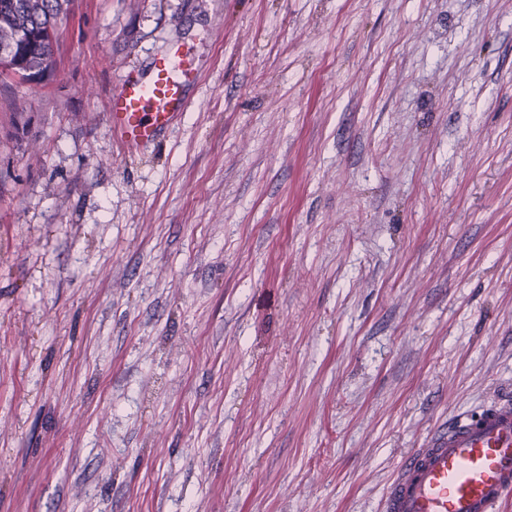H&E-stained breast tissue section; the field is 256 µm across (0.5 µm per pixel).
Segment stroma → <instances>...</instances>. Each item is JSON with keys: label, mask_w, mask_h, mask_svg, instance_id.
Returning a JSON list of instances; mask_svg holds the SVG:
<instances>
[{"label": "stroma", "mask_w": 512, "mask_h": 512, "mask_svg": "<svg viewBox=\"0 0 512 512\" xmlns=\"http://www.w3.org/2000/svg\"><path fill=\"white\" fill-rule=\"evenodd\" d=\"M55 50L0 76V512H382L512 391V0H73ZM200 56L178 42L144 66L128 72L112 92L107 121L126 152L156 142L189 109V90L202 76Z\"/></svg>", "instance_id": "35a3bbf8"}]
</instances>
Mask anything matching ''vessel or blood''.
<instances>
[{
  "mask_svg": "<svg viewBox=\"0 0 512 512\" xmlns=\"http://www.w3.org/2000/svg\"><path fill=\"white\" fill-rule=\"evenodd\" d=\"M202 76L199 57L172 43L144 68L128 72L107 112L126 152L156 142L189 109ZM512 497V399L462 414L436 431L398 467L384 512H497Z\"/></svg>",
  "mask_w": 512,
  "mask_h": 512,
  "instance_id": "b4317fda",
  "label": "vessel or blood"
}]
</instances>
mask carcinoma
<instances>
[{
	"mask_svg": "<svg viewBox=\"0 0 512 512\" xmlns=\"http://www.w3.org/2000/svg\"><path fill=\"white\" fill-rule=\"evenodd\" d=\"M71 0H0V58L16 65L29 82L53 77L57 59L44 43L67 17Z\"/></svg>",
	"mask_w": 512,
	"mask_h": 512,
	"instance_id": "1",
	"label": "carcinoma"
}]
</instances>
